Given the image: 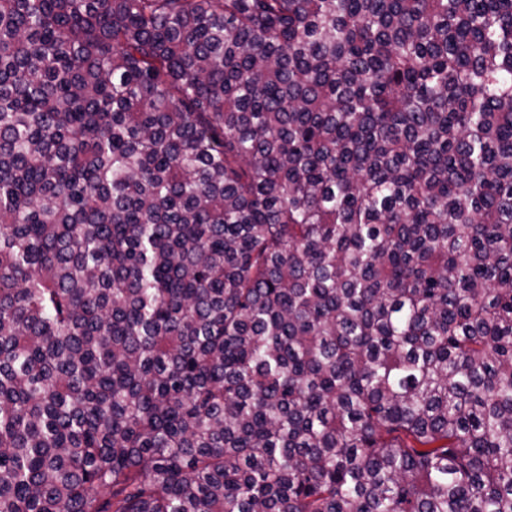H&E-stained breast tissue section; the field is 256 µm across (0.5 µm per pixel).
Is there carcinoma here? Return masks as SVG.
Returning a JSON list of instances; mask_svg holds the SVG:
<instances>
[{
  "label": "carcinoma",
  "instance_id": "obj_1",
  "mask_svg": "<svg viewBox=\"0 0 512 512\" xmlns=\"http://www.w3.org/2000/svg\"><path fill=\"white\" fill-rule=\"evenodd\" d=\"M0 512H512V0H0Z\"/></svg>",
  "mask_w": 512,
  "mask_h": 512
}]
</instances>
